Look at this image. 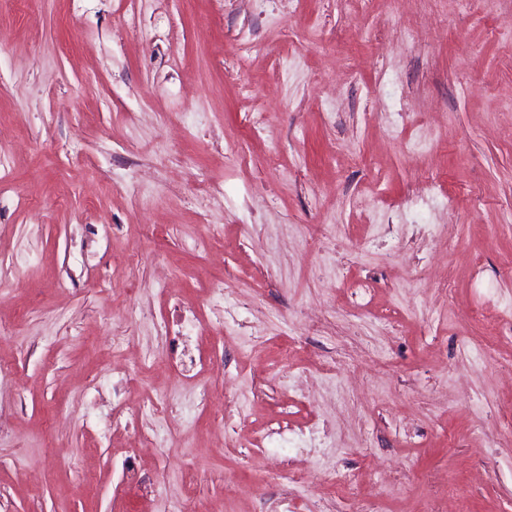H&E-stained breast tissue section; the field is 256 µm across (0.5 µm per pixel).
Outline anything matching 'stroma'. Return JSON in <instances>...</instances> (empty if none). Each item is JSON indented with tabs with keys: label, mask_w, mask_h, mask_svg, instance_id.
I'll use <instances>...</instances> for the list:
<instances>
[{
	"label": "stroma",
	"mask_w": 512,
	"mask_h": 512,
	"mask_svg": "<svg viewBox=\"0 0 512 512\" xmlns=\"http://www.w3.org/2000/svg\"><path fill=\"white\" fill-rule=\"evenodd\" d=\"M0 40V512H281L267 457L346 512L320 419L381 512H512V340L473 319L512 308V0H0ZM181 317L223 369L176 376Z\"/></svg>",
	"instance_id": "obj_1"
}]
</instances>
